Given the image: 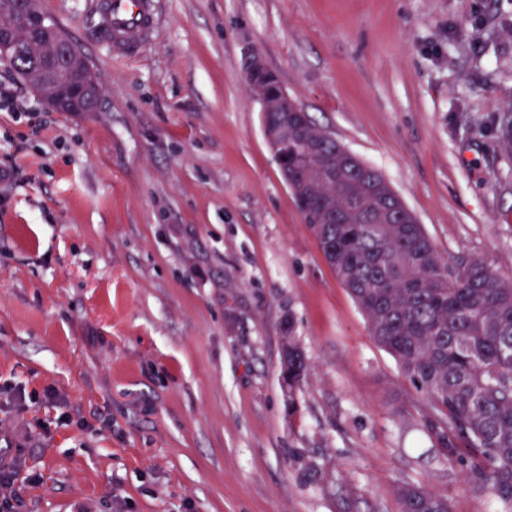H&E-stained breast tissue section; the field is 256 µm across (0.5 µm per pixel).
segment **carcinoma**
Masks as SVG:
<instances>
[{
  "instance_id": "obj_1",
  "label": "carcinoma",
  "mask_w": 512,
  "mask_h": 512,
  "mask_svg": "<svg viewBox=\"0 0 512 512\" xmlns=\"http://www.w3.org/2000/svg\"><path fill=\"white\" fill-rule=\"evenodd\" d=\"M20 0L0 3V25ZM46 42L19 58L34 74ZM279 166L306 224L363 311L370 336L426 401L430 429L448 451L469 448L500 512H512V279L481 259L451 265L376 168L349 153L308 113L276 142ZM281 376L289 407L308 361L285 328ZM399 512H450L423 487L399 492Z\"/></svg>"
}]
</instances>
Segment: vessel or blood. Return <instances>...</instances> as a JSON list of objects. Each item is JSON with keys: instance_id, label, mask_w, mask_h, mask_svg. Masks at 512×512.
<instances>
[{"instance_id": "vessel-or-blood-1", "label": "vessel or blood", "mask_w": 512, "mask_h": 512, "mask_svg": "<svg viewBox=\"0 0 512 512\" xmlns=\"http://www.w3.org/2000/svg\"><path fill=\"white\" fill-rule=\"evenodd\" d=\"M103 14L112 31L113 49L130 56L151 37L155 0H105Z\"/></svg>"}]
</instances>
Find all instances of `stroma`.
Masks as SVG:
<instances>
[{"instance_id":"obj_1","label":"stroma","mask_w":512,"mask_h":512,"mask_svg":"<svg viewBox=\"0 0 512 512\" xmlns=\"http://www.w3.org/2000/svg\"><path fill=\"white\" fill-rule=\"evenodd\" d=\"M37 4L101 103L55 110L0 59V392L23 396L0 431L23 447L20 512H399L404 486L498 512L337 280L245 67L258 52L449 262L512 277V0H156L131 57L98 0ZM289 320L310 362L292 397Z\"/></svg>"}]
</instances>
